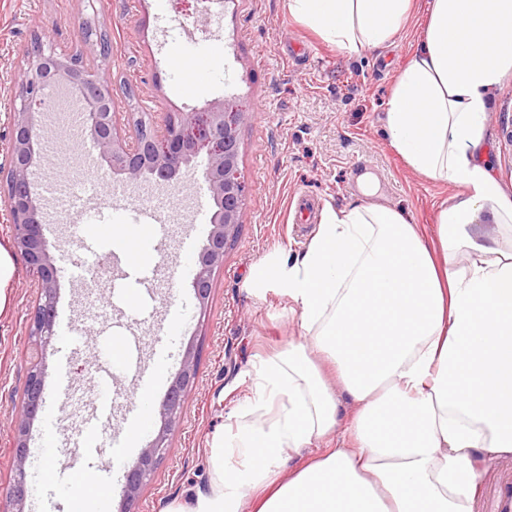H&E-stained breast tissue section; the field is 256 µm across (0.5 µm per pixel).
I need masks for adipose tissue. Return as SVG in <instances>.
Instances as JSON below:
<instances>
[{
    "instance_id": "ef3b65f1",
    "label": "adipose tissue",
    "mask_w": 512,
    "mask_h": 512,
    "mask_svg": "<svg viewBox=\"0 0 512 512\" xmlns=\"http://www.w3.org/2000/svg\"><path fill=\"white\" fill-rule=\"evenodd\" d=\"M286 3L350 55L390 41L414 10ZM421 43L384 124L408 167L455 194L428 229L377 201L367 174L358 204L323 210L295 261L269 274L303 336L261 361L258 415L213 439L209 490L166 512H474L485 464L512 457V192L487 159L491 95L512 74V0H427ZM338 428L339 447L308 455Z\"/></svg>"
}]
</instances>
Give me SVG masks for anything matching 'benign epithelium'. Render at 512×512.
I'll return each instance as SVG.
<instances>
[{"label":"benign epithelium","instance_id":"1","mask_svg":"<svg viewBox=\"0 0 512 512\" xmlns=\"http://www.w3.org/2000/svg\"><path fill=\"white\" fill-rule=\"evenodd\" d=\"M60 87L67 88L82 102V135L93 140L112 171L125 176L130 184L148 183L173 190L182 172L199 157H205L203 176L212 199V229L197 259L194 290L201 310H206L214 273L223 267L227 245L243 224L249 188L238 170L239 130L247 120V112L226 98L185 113L177 120L167 118L160 134L151 123L139 117L134 121L136 137L131 141L116 122L112 83L96 71L83 69L77 59L39 45L28 55L27 67L19 71L14 85L19 107L10 117L4 191V202L14 227V245L26 266L39 278L40 298L30 318V335L41 343L55 335L57 269L43 232L42 207L32 191L28 171L41 150L37 116L55 107L48 90ZM197 363V350L191 346L162 403L163 426L129 469L119 512H131L130 503L166 448L167 432L179 417L186 390L194 383ZM44 398L43 373L34 365L28 371L23 389L21 418L13 429L16 478L10 492L11 512H24L28 498L30 423L37 417Z\"/></svg>","mask_w":512,"mask_h":512}]
</instances>
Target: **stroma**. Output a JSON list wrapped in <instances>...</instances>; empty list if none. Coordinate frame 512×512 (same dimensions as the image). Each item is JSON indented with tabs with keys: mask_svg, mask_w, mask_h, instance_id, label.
Returning <instances> with one entry per match:
<instances>
[{
	"mask_svg": "<svg viewBox=\"0 0 512 512\" xmlns=\"http://www.w3.org/2000/svg\"><path fill=\"white\" fill-rule=\"evenodd\" d=\"M89 28L111 39L107 56L92 55L88 61L111 77L114 110L126 134L134 132L135 114H144L160 131L167 116L228 96L249 112L239 133V170L250 188L244 223L226 250L203 312L191 279L173 280L171 267L208 193L205 159L182 176L174 193L134 190L101 157L87 159L90 140L69 135L61 118L47 113L39 119L40 126L52 131L55 150L32 166L31 175L62 185L78 182L87 169L96 171V194L89 201L97 209L95 227L80 241L72 234L80 210H71L64 221L47 215L44 233L51 254L55 261L76 265L89 246L112 256L102 278L85 283L57 279L60 321L87 336L100 323L117 322L123 334L138 337L139 358L152 366L157 362L153 338L166 327L171 304L184 305L188 313L176 349L182 354L196 346V379L133 506V512H164L170 503L187 502L191 493L209 489L210 443L254 396L255 365L302 334L287 296L260 279L265 265L287 262L314 231L313 225L294 220L298 195H308L319 208L344 207L358 199L357 177L367 172L379 184L380 201L403 211L413 223L429 225L450 190L406 166L389 147L383 125L391 87L418 48L420 18L411 19L389 44L349 56L293 20L285 0H215L210 11L191 15L178 13L173 0H0V165L6 162L14 80L32 37L42 35L45 48L69 53L83 49ZM193 42L210 48L211 76L188 85L172 56L176 46ZM489 126L492 172L512 191V75L494 93ZM151 202L158 209L166 260L140 274L114 252L104 228L134 224V205ZM15 264L9 305L0 314V512L10 508L3 494L15 477L13 425L31 365L41 363L45 386L64 373L70 378L57 437L65 464L81 453L74 441L94 410L99 364V352L90 344L72 349L65 362L59 358V338L36 344L29 318L39 299L38 277L23 259ZM116 280L144 294L149 322L113 301Z\"/></svg>",
	"mask_w": 512,
	"mask_h": 512,
	"instance_id": "1",
	"label": "stroma"
}]
</instances>
